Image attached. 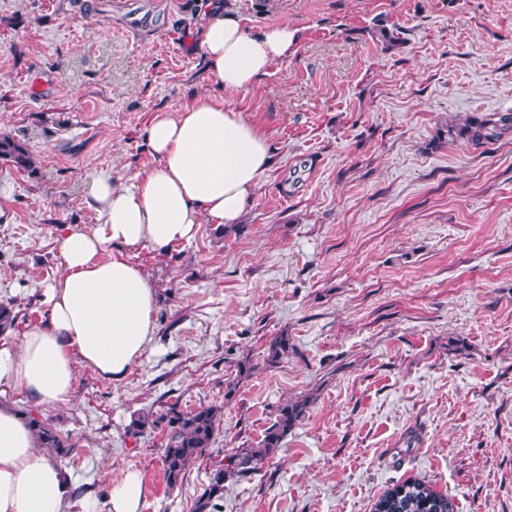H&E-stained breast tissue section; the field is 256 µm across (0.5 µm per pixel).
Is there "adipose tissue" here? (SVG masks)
Segmentation results:
<instances>
[{
	"label": "adipose tissue",
	"mask_w": 512,
	"mask_h": 512,
	"mask_svg": "<svg viewBox=\"0 0 512 512\" xmlns=\"http://www.w3.org/2000/svg\"><path fill=\"white\" fill-rule=\"evenodd\" d=\"M299 40L288 23L252 33L232 9L211 7L198 46L219 88L233 94L270 76ZM148 144L155 164L128 185H113L108 174L94 180V229L59 226L63 273L46 289L45 317L23 331L18 348L0 347V393L20 389L56 406L69 403L78 367L123 379L155 328L153 285L129 252L190 241L203 224L237 223L274 164L264 130L208 98L155 114ZM69 491L65 473L38 453L21 415L0 403V512H64Z\"/></svg>",
	"instance_id": "1"
}]
</instances>
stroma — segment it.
I'll use <instances>...</instances> for the list:
<instances>
[{"label":"stroma","instance_id":"1","mask_svg":"<svg viewBox=\"0 0 512 512\" xmlns=\"http://www.w3.org/2000/svg\"><path fill=\"white\" fill-rule=\"evenodd\" d=\"M199 2L0 0V135L35 162L0 161V301L17 312L1 347L46 312L58 225L97 224L94 177L120 186L150 169L153 116L216 96ZM232 2L248 28L303 34L231 98L274 149L250 208L132 251L156 290L155 330L125 378L81 366L68 405L18 389L0 401L71 439L59 464L96 512L131 471L141 512H195L225 455L258 447L278 405L303 397L281 447L225 480L220 512H371L407 479L456 512H512V132L435 139L512 114V0ZM280 335L291 348L267 363ZM167 407L220 421L175 488L165 432L132 428ZM512 130V115H501L495 118H468L461 126H448V136L461 137L479 144L485 140L501 137L505 131ZM0 160L9 162L18 169H33V156L27 144L13 136H0Z\"/></svg>","mask_w":512,"mask_h":512}]
</instances>
